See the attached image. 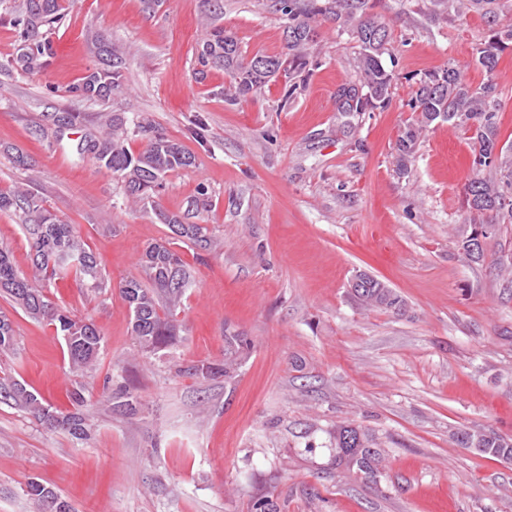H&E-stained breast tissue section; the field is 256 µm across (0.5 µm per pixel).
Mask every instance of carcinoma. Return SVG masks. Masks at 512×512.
Wrapping results in <instances>:
<instances>
[{"instance_id":"1","label":"carcinoma","mask_w":512,"mask_h":512,"mask_svg":"<svg viewBox=\"0 0 512 512\" xmlns=\"http://www.w3.org/2000/svg\"><path fill=\"white\" fill-rule=\"evenodd\" d=\"M434 6L461 15L480 13L489 26L488 40L476 50L475 62L487 79L477 85L465 82L459 71L450 66L440 72L428 73L417 83L412 97V109L418 116L401 131L395 145V171L401 175L419 144L422 131L437 121L448 122L468 134L472 154L479 157V166L486 176L474 178L465 197L469 211L481 214L488 224H512V209L500 207L503 194L512 191V152L498 148L499 93L492 75L499 54L512 46V23L500 24L504 0H433ZM276 11L288 17L284 31V51L279 55L255 54L243 62L238 42L224 34V28H212L198 52L204 67L222 69L232 75L234 98H244L266 86L279 73L297 80L292 89L305 82L308 55L315 38L313 22L319 17L336 21L339 27H350L359 43L357 86L361 95L373 105H388L391 100L395 73L383 62L389 53V32L386 25L372 12L371 0H272ZM67 10L64 0H18L13 7L14 24L19 29V49L16 56L0 67V75L40 72L50 65L53 48L48 33ZM90 44L98 64L88 71L73 88L77 96L89 101H106L121 87L125 68V50L112 41L106 32H93ZM124 119L114 115L105 118L98 136L85 139L78 146L81 153H90L99 166L116 176L126 195L136 202L150 197L164 177L194 164L192 154L179 142L152 133L148 125L138 123L137 132L147 136L144 149L135 154L126 146ZM0 212L18 215L31 251L32 274L18 272L7 249L0 248V294L8 297L32 319L54 327L63 339L70 371L74 376L70 400L74 411L56 410L41 395L32 392L10 377H0V403H11L50 431H65L77 440L90 436L89 416L83 411L85 384L83 379L92 372L105 338L89 320L79 318L54 304L45 288L58 276L72 272L88 291L105 295L112 280L102 272L95 255L76 232L46 209L27 189L0 192ZM155 219L167 226L179 225L176 236L195 248L208 251L218 246L204 224L189 222L190 213L153 209ZM359 287L352 289L364 305L399 311L402 300L383 281L359 272ZM194 280L189 266L168 242L149 244L142 261V276L128 277L120 283V295L130 311V333L139 349L154 352L179 335L173 311L185 289ZM17 336L13 321L0 312V353L15 350ZM248 344L240 336L224 337V367L175 365L178 373L200 375L204 379L224 378L230 382L245 358ZM137 395L125 386L113 395V408L128 415L138 412ZM459 442L484 457L496 460L512 459V441L493 431L459 430ZM336 450V465L353 471L361 480L379 482L381 449L375 447L373 436L359 427L336 426L330 440ZM28 495L38 512H70L58 509L62 500L50 487L29 485Z\"/></svg>"}]
</instances>
